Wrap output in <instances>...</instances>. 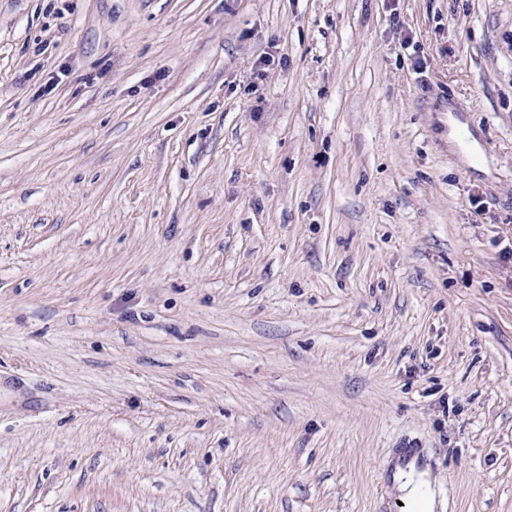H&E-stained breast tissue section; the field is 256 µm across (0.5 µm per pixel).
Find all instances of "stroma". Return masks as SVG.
Listing matches in <instances>:
<instances>
[{
    "mask_svg": "<svg viewBox=\"0 0 512 512\" xmlns=\"http://www.w3.org/2000/svg\"><path fill=\"white\" fill-rule=\"evenodd\" d=\"M408 450L512 512V0H0V512H412Z\"/></svg>",
    "mask_w": 512,
    "mask_h": 512,
    "instance_id": "35a3bbf8",
    "label": "stroma"
}]
</instances>
